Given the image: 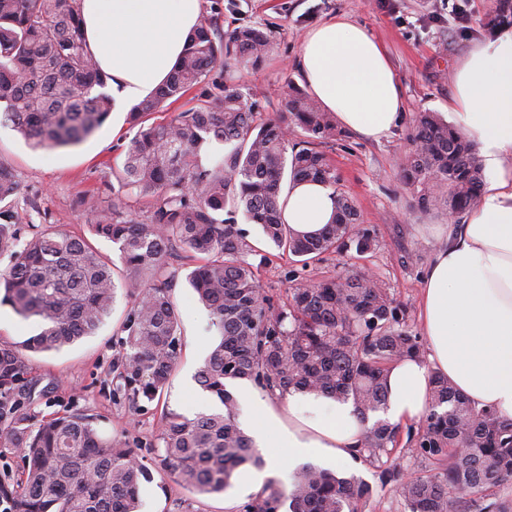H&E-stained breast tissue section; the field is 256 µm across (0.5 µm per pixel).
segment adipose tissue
Returning <instances> with one entry per match:
<instances>
[{"instance_id":"obj_1","label":"adipose tissue","mask_w":512,"mask_h":512,"mask_svg":"<svg viewBox=\"0 0 512 512\" xmlns=\"http://www.w3.org/2000/svg\"><path fill=\"white\" fill-rule=\"evenodd\" d=\"M87 47L112 78L114 111L150 96L166 80L198 24L202 0H81ZM296 66L310 93L339 123L380 140L395 127L403 97L380 43L361 25L332 17L309 30ZM448 103L460 130L477 140L487 178L463 229L448 232L425 276L421 321L427 361L406 359L387 378L389 423L416 421L427 411L431 373L448 378L477 407L512 418V28L476 44L454 71ZM282 217L314 234L336 215L332 188L292 182L280 196ZM243 424L265 460L248 486L302 460L356 468L364 428L352 402L290 393L272 401L244 390ZM287 449L284 457L276 449Z\"/></svg>"}]
</instances>
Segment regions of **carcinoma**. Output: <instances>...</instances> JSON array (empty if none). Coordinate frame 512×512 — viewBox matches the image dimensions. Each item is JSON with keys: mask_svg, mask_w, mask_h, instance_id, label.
Returning a JSON list of instances; mask_svg holds the SVG:
<instances>
[{"mask_svg": "<svg viewBox=\"0 0 512 512\" xmlns=\"http://www.w3.org/2000/svg\"><path fill=\"white\" fill-rule=\"evenodd\" d=\"M512 23V0H495L487 30ZM275 33L245 24L217 39L216 21L201 16L166 82L131 109L137 131L112 167V211L89 225L92 235L119 245L125 275L116 284L112 262L88 238L51 224L21 240L23 216L0 210V302L24 320L43 322L17 345H0V453L19 454L17 478L0 480L10 512H138L149 473L128 440L103 437L81 413L43 417L34 410L36 380L30 354L59 350L93 335L123 288L130 310L117 377L136 404L168 388L181 333L170 285L161 279L172 242L195 265L187 275L211 316L219 342L196 381L222 410L189 418L162 416L161 465L179 485L221 493L247 466L263 458L236 421L229 380L254 381L270 392L291 390L350 399L358 414L382 408L391 368L424 359L417 336L386 284L364 269L321 280L307 267L331 254L362 257L377 247L360 227L355 205L337 193L336 221L314 235L293 232L282 218L285 178L336 188V171L319 147L336 137L333 116L290 84L283 112L263 117L230 69H257ZM221 74L212 75L216 67ZM110 81L85 46L80 0H0V126L43 149L77 145L112 112ZM206 85L191 108L152 120L164 104ZM403 178L423 211L457 218L476 201L483 168L476 145L462 131L420 113L410 136ZM214 143L224 155H210ZM15 170L0 161V203L15 199ZM146 198L139 215L131 199ZM260 226L265 239L301 265L288 272L287 302L264 294L250 257L258 251L237 215ZM401 428L376 422L364 429L358 453L395 482L405 512H512L496 489L512 480V419L478 408L447 378L434 374L428 409L406 432V444L429 467L404 479L383 458L400 444ZM371 484L314 464L298 468L291 487L269 483L243 512H365Z\"/></svg>", "mask_w": 512, "mask_h": 512, "instance_id": "1", "label": "carcinoma"}]
</instances>
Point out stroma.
Returning a JSON list of instances; mask_svg holds the SVG:
<instances>
[{
    "label": "stroma",
    "mask_w": 512,
    "mask_h": 512,
    "mask_svg": "<svg viewBox=\"0 0 512 512\" xmlns=\"http://www.w3.org/2000/svg\"><path fill=\"white\" fill-rule=\"evenodd\" d=\"M493 0H205L203 11L215 18L219 32L249 23L273 27L271 53L255 70L235 72L237 84L277 112L289 85L303 86L296 66L304 35L334 15L364 26L386 49L404 100L402 116L390 134L378 141L340 129L323 150L336 170L337 192L357 207L362 227L378 246L363 258L332 256L311 265L306 275L320 279L353 265L370 268L402 304L412 330H419V300L425 274L448 219L419 211L401 180V165L411 145L409 135L419 113L445 116L454 92L453 72L476 42L489 41L486 21ZM129 113H111L85 141L53 150L28 146L15 131L0 128V160L18 175V209L33 224H53L83 233L96 211L112 202V165L129 137ZM247 239L270 255L259 268L260 285L271 297L288 288V256L264 242L257 225L244 224ZM172 294L179 309L181 354L171 384L156 401L132 404L118 390L115 363L123 352L122 326L130 305L117 294L110 315L94 335L59 350L32 357V374L41 393L42 414L68 410L89 415L104 436L137 441V454L152 471L143 484L139 512H238L250 498L244 484L224 493L200 495L163 474L157 458L160 416L170 409L192 417L219 410V403L200 388L194 375L203 364L216 333L208 311L187 282V263L170 260Z\"/></svg>",
    "instance_id": "1"
}]
</instances>
